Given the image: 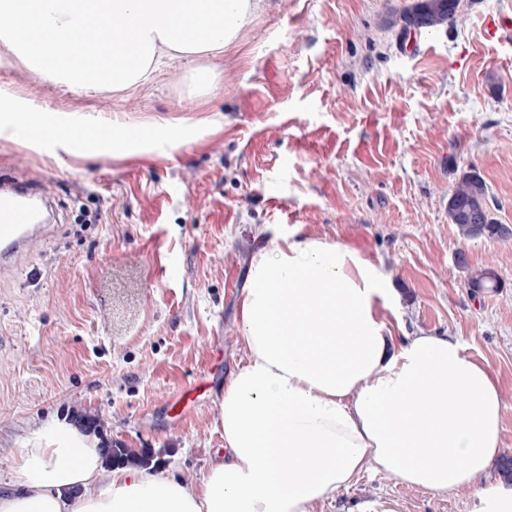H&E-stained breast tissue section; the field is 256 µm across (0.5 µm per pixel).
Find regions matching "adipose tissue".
Wrapping results in <instances>:
<instances>
[{
	"instance_id": "adipose-tissue-1",
	"label": "adipose tissue",
	"mask_w": 512,
	"mask_h": 512,
	"mask_svg": "<svg viewBox=\"0 0 512 512\" xmlns=\"http://www.w3.org/2000/svg\"><path fill=\"white\" fill-rule=\"evenodd\" d=\"M255 0H0V44L38 76L121 90L162 56L223 53ZM110 24L136 42L117 55L59 60L23 32L60 44ZM397 296L358 250L281 236L250 261L238 332L246 348L218 403L224 446L202 479L112 468L78 427L32 429L18 444L0 512H319L373 472L436 497L474 490L469 512H512L493 479L505 401L492 370L458 337L397 343L383 316Z\"/></svg>"
}]
</instances>
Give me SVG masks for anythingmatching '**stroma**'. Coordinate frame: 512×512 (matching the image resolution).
I'll return each instance as SVG.
<instances>
[{"instance_id":"obj_1","label":"stroma","mask_w":512,"mask_h":512,"mask_svg":"<svg viewBox=\"0 0 512 512\" xmlns=\"http://www.w3.org/2000/svg\"><path fill=\"white\" fill-rule=\"evenodd\" d=\"M411 2L260 0L223 54L163 57L122 91L0 69L41 106L28 135L0 113V177L46 186L55 224L0 275V487L32 422L77 412L99 419L100 439L202 478L224 445L217 400L244 360L249 260L282 235L347 245L386 274L394 336H459L499 378L512 456V237L466 240L448 220L473 168L512 225V46L482 26L512 0H461L455 26L414 36L396 21ZM199 69L213 76L205 93ZM104 125L130 150L87 157L60 136L89 143ZM483 267L498 288L470 286ZM198 376L208 389L173 422L169 399ZM470 497L366 473L323 512H466Z\"/></svg>"}]
</instances>
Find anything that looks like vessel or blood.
<instances>
[{
	"label": "vessel or blood",
	"mask_w": 512,
	"mask_h": 512,
	"mask_svg": "<svg viewBox=\"0 0 512 512\" xmlns=\"http://www.w3.org/2000/svg\"><path fill=\"white\" fill-rule=\"evenodd\" d=\"M484 30L489 40L512 44L511 15H486ZM45 195V190L36 185L18 187L9 179L0 180V272L10 267L13 259L41 235L43 227L38 222L33 200ZM203 386V380L199 379L179 390L168 404L169 412L174 417H184L188 404Z\"/></svg>",
	"instance_id": "vessel-or-blood-1"
}]
</instances>
